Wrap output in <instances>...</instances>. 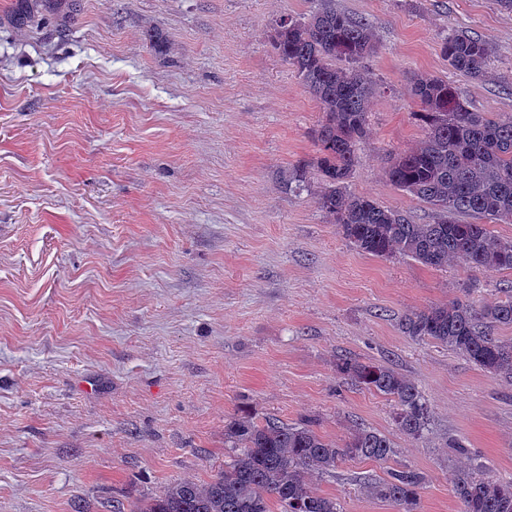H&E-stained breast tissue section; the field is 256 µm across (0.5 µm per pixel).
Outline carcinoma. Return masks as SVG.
Instances as JSON below:
<instances>
[{
    "mask_svg": "<svg viewBox=\"0 0 512 512\" xmlns=\"http://www.w3.org/2000/svg\"><path fill=\"white\" fill-rule=\"evenodd\" d=\"M448 66L471 79L488 77L492 46L479 36L439 33ZM273 49L300 78L322 113L313 131L319 176L315 201L358 250L375 257L407 256L424 266L458 263L471 269L512 272V239L494 235L489 224L512 223V119L491 118L465 104L448 80L415 79L426 132L413 148L389 157L390 181L428 204L435 216L416 224L351 191L349 178L367 135V115L376 83L365 66L377 52L373 24L318 0L306 14L279 21ZM476 218L466 222L462 217ZM505 299L475 306L454 300L413 312L401 322L407 335L462 354L474 365L512 377V339L494 335L512 326V286ZM338 374L395 402L403 434L418 438L427 428L429 407L415 383L383 365L341 358ZM233 459L206 481L183 478L127 510L115 500L112 512H341L336 499L315 493L314 475L331 474L346 458L387 461L394 444L385 435L357 426L343 445L319 434L309 422L263 423L243 416L224 425ZM425 481L414 469L392 470L368 483V495L390 502L396 512H418ZM461 512H512V478L483 476L471 466L451 478Z\"/></svg>",
    "mask_w": 512,
    "mask_h": 512,
    "instance_id": "1",
    "label": "carcinoma"
}]
</instances>
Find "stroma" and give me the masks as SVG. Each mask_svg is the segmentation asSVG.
<instances>
[{
  "instance_id": "obj_1",
  "label": "stroma",
  "mask_w": 512,
  "mask_h": 512,
  "mask_svg": "<svg viewBox=\"0 0 512 512\" xmlns=\"http://www.w3.org/2000/svg\"><path fill=\"white\" fill-rule=\"evenodd\" d=\"M12 26L0 0V512H111L230 462L224 426L248 414L316 421L343 442L388 436L385 462L314 479L342 512L393 469L422 472L419 512H459L452 449L512 476V379L405 335L408 314L498 301L512 272L357 250L311 186L321 118L269 44L315 0H79ZM373 23L381 92L349 185L432 222L390 182L389 154L425 129L413 78L451 81L512 118V14L496 0H334ZM488 41L492 75L452 71L437 35ZM348 356L395 369L430 409L417 439L387 396L346 383Z\"/></svg>"
}]
</instances>
